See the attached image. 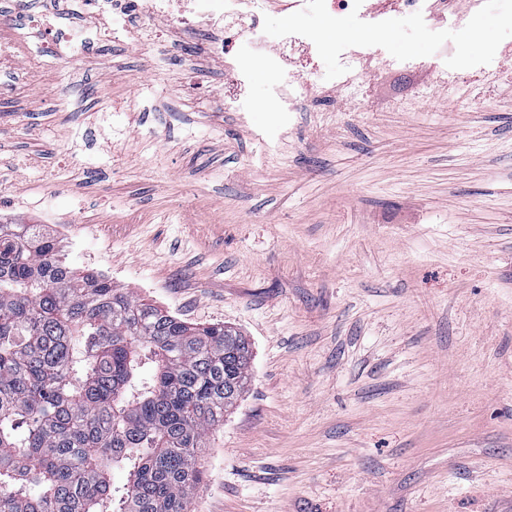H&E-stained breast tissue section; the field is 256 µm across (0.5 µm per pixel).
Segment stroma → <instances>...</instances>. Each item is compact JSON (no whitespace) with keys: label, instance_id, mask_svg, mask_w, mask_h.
<instances>
[{"label":"stroma","instance_id":"stroma-1","mask_svg":"<svg viewBox=\"0 0 512 512\" xmlns=\"http://www.w3.org/2000/svg\"><path fill=\"white\" fill-rule=\"evenodd\" d=\"M75 0H0L23 38L95 26ZM326 47L298 112L224 109V65L193 36L92 41L76 65L0 77V224H42L67 261L253 350L208 433L190 512H512V0L466 26L395 19L360 100L333 88L351 23L259 14ZM488 80L448 87L434 59Z\"/></svg>","mask_w":512,"mask_h":512}]
</instances>
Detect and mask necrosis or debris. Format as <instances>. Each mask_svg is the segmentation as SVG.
<instances>
[{
    "instance_id": "necrosis-or-debris-1",
    "label": "necrosis or debris",
    "mask_w": 512,
    "mask_h": 512,
    "mask_svg": "<svg viewBox=\"0 0 512 512\" xmlns=\"http://www.w3.org/2000/svg\"><path fill=\"white\" fill-rule=\"evenodd\" d=\"M110 9L99 13V34L117 40H141L150 28L152 16H168L173 28L195 31L200 18L207 17L223 23L225 29L235 31L237 43L228 44L224 39L203 38L201 46L208 54L224 62V109L243 112L247 100L242 90L252 77L254 62H261L272 76L268 101L277 112L298 111L303 96L298 79L288 64L293 55H320L324 47L307 30L298 27L283 29L275 52L254 57L253 50L264 36L259 27L258 13L263 0H106ZM281 11L296 16L307 11L315 12L329 24L345 17L355 18L361 29L382 30L389 26L391 16L403 12L412 16L428 17L435 13L432 0H281ZM30 40L19 42L0 35V65L10 70L14 79L28 81L33 77L31 63L37 43H44L49 50H57L60 43L72 42V35L53 39L38 23H31ZM370 45L337 41L333 48L338 68L337 86L343 90L361 91L369 80L361 61L369 56Z\"/></svg>"
}]
</instances>
